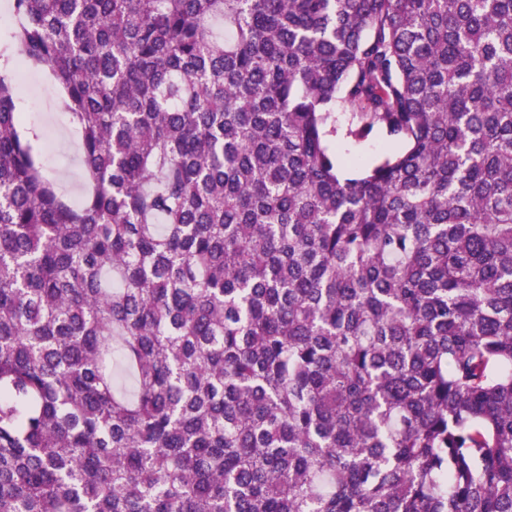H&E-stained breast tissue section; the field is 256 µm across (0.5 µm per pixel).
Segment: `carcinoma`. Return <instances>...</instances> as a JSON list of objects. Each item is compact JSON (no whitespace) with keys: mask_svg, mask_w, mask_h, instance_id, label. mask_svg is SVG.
<instances>
[{"mask_svg":"<svg viewBox=\"0 0 512 512\" xmlns=\"http://www.w3.org/2000/svg\"><path fill=\"white\" fill-rule=\"evenodd\" d=\"M12 9L0 512H512V0ZM25 68L32 71L33 80L24 84L19 83V78L15 80L17 111L21 112L25 123L42 130L45 164L59 192L68 200L79 202L85 185V169L78 138L61 111V93L44 69ZM385 141L380 137H373L363 143L341 141L338 144L339 152L345 157L359 159L363 163L384 151Z\"/></svg>","mask_w":512,"mask_h":512,"instance_id":"1","label":"carcinoma"}]
</instances>
